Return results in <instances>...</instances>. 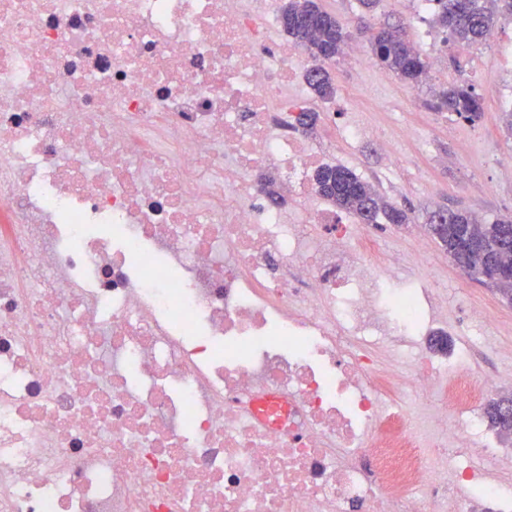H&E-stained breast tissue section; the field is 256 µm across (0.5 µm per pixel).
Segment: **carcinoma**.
I'll use <instances>...</instances> for the list:
<instances>
[{"mask_svg": "<svg viewBox=\"0 0 512 512\" xmlns=\"http://www.w3.org/2000/svg\"><path fill=\"white\" fill-rule=\"evenodd\" d=\"M435 22L449 31L455 41L475 45L486 40L499 15H512V0H437ZM282 31L294 44L304 48L315 64L308 70L307 80L314 94L327 99L334 93L324 63L342 55L348 35L334 15L324 10L318 0H286L281 7ZM373 58L404 82L418 87L426 83L428 63L411 46L401 26L380 25L365 31ZM437 112H451L475 123L483 116L481 97L467 84L451 85L433 95L430 103ZM318 193L341 211L354 215L363 224H376L384 217L389 224H407L406 210L387 202L375 188L361 180L350 169L326 165L313 175ZM428 231L448 253L459 269L478 259L487 263L512 265V253L501 250L502 242H512V215H501L490 223L466 209L448 213L437 223L429 214ZM512 394L492 400L485 408L488 424L501 435L512 436Z\"/></svg>", "mask_w": 512, "mask_h": 512, "instance_id": "cac0c4a2", "label": "carcinoma"}]
</instances>
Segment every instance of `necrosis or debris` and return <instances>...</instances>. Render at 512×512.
Wrapping results in <instances>:
<instances>
[{
  "label": "necrosis or debris",
  "mask_w": 512,
  "mask_h": 512,
  "mask_svg": "<svg viewBox=\"0 0 512 512\" xmlns=\"http://www.w3.org/2000/svg\"><path fill=\"white\" fill-rule=\"evenodd\" d=\"M280 12L0 0V512H512L502 379L374 354L437 309L322 203Z\"/></svg>",
  "instance_id": "necrosis-or-debris-1"
}]
</instances>
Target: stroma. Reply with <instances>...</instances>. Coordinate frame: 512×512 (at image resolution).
Segmentation results:
<instances>
[{"mask_svg":"<svg viewBox=\"0 0 512 512\" xmlns=\"http://www.w3.org/2000/svg\"><path fill=\"white\" fill-rule=\"evenodd\" d=\"M356 42H364L363 29L380 23L404 24L409 39L418 30L406 0H377L366 11L359 0H320ZM497 38L476 47L450 42L443 49L439 73L429 85L413 87L378 64L351 71L343 61L328 67L336 89L327 99L335 124L318 120L309 130L338 165L349 168L389 202L409 209L411 223L371 224V238L383 251L374 257L380 267L397 262L404 282L435 287L444 306L440 316L448 328L451 351L467 356L470 376L499 373L512 391V305L489 286L454 266L437 241L425 231L429 212L438 206L463 207L485 221L512 213V174L500 160L512 154V131L504 116L505 96L512 93V20L500 19ZM472 85L484 102L482 119L471 124L448 112L433 111L431 86ZM360 122L379 135L368 143L353 144L342 138V126ZM399 157V167L387 168V151ZM481 308L488 323H470L468 312Z\"/></svg>","mask_w":512,"mask_h":512,"instance_id":"35a3bbf8","label":"stroma"}]
</instances>
